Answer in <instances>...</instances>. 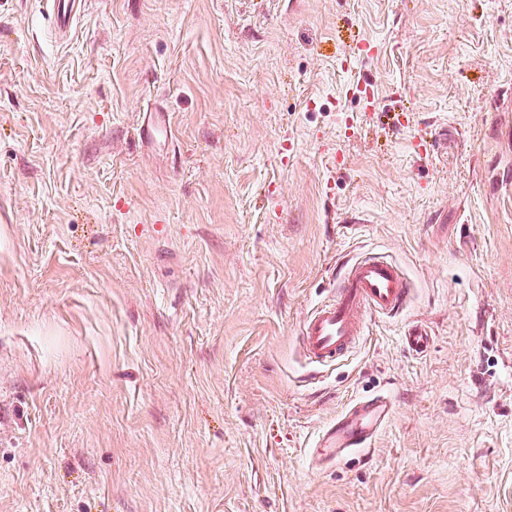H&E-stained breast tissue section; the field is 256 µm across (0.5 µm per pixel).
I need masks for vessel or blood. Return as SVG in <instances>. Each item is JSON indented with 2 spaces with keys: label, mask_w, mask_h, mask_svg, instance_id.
I'll list each match as a JSON object with an SVG mask.
<instances>
[{
  "label": "vessel or blood",
  "mask_w": 512,
  "mask_h": 512,
  "mask_svg": "<svg viewBox=\"0 0 512 512\" xmlns=\"http://www.w3.org/2000/svg\"><path fill=\"white\" fill-rule=\"evenodd\" d=\"M55 29L70 34L81 14L83 0H45ZM411 286L398 265L376 253L346 262L333 282L329 297L302 320L298 345L305 361L326 366L346 355L360 341L369 319L392 317L409 305ZM408 352L421 355L431 344L425 325L410 323L403 336ZM392 412L384 397L353 401L330 421L318 436L325 460L349 456L371 447Z\"/></svg>",
  "instance_id": "1"
}]
</instances>
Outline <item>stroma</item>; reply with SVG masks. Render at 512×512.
I'll return each instance as SVG.
<instances>
[{
	"label": "stroma",
	"mask_w": 512,
	"mask_h": 512,
	"mask_svg": "<svg viewBox=\"0 0 512 512\" xmlns=\"http://www.w3.org/2000/svg\"><path fill=\"white\" fill-rule=\"evenodd\" d=\"M46 9L0 0V512H512V0ZM369 250L408 310L308 366ZM45 2L54 28L62 37L70 34L77 24L85 2L83 0H45ZM403 341L408 352L422 355L430 347L431 335L425 325L420 322H412L407 326ZM391 412L392 403L384 397L353 401L321 430L316 448L329 462L369 448Z\"/></svg>",
	"instance_id": "stroma-1"
}]
</instances>
